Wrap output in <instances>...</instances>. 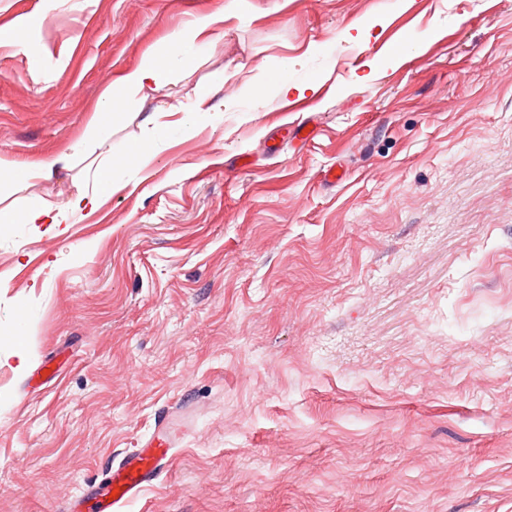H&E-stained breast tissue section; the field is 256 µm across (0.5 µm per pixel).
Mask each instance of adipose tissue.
I'll return each instance as SVG.
<instances>
[{"instance_id":"1","label":"adipose tissue","mask_w":512,"mask_h":512,"mask_svg":"<svg viewBox=\"0 0 512 512\" xmlns=\"http://www.w3.org/2000/svg\"><path fill=\"white\" fill-rule=\"evenodd\" d=\"M226 8L195 18L188 26L170 36L159 50L145 54L139 64L127 71L101 96L91 121L83 136L69 150L49 160L28 161L15 164L0 183L8 187L29 186L50 179L57 166L68 165L73 157L95 153L102 157V165L92 172L93 187L77 193L63 202L30 203L23 206L7 205L0 208V226L9 224H75L98 210L104 200L124 189L125 184L116 170L122 156L135 160L141 177H148L155 159L152 142L144 141L115 153L108 135L111 120L116 119L126 97L148 86L167 85L176 70L193 64L215 38L224 33Z\"/></svg>"}]
</instances>
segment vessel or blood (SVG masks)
<instances>
[{
  "label": "vessel or blood",
  "instance_id": "b4317fda",
  "mask_svg": "<svg viewBox=\"0 0 512 512\" xmlns=\"http://www.w3.org/2000/svg\"><path fill=\"white\" fill-rule=\"evenodd\" d=\"M168 448H138L112 463L104 479L89 486L86 498L93 512H125L150 487L160 484L171 467Z\"/></svg>",
  "mask_w": 512,
  "mask_h": 512
}]
</instances>
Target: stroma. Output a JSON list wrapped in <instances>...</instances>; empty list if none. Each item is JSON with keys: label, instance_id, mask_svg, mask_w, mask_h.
Wrapping results in <instances>:
<instances>
[{"label": "stroma", "instance_id": "35a3bbf8", "mask_svg": "<svg viewBox=\"0 0 512 512\" xmlns=\"http://www.w3.org/2000/svg\"><path fill=\"white\" fill-rule=\"evenodd\" d=\"M227 2L0 0V27L34 20L0 47V169L65 151ZM270 72L317 84L305 110ZM154 112L150 179L58 236L0 232V512H65L154 437L172 468L127 512H512V0H241L127 97L114 148ZM28 18L24 15L16 17L8 26L0 29V47L13 49L17 53L26 50L24 41L20 38V32L27 28ZM211 97L212 91L210 88L201 87L194 90L195 112L187 113L183 121L184 129L187 134L194 131L197 116L209 113L213 109Z\"/></svg>", "mask_w": 512, "mask_h": 512}]
</instances>
